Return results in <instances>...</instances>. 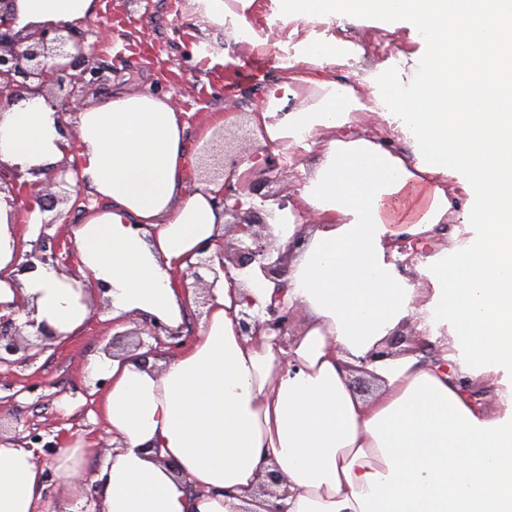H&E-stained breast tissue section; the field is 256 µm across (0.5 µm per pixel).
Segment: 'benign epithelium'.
<instances>
[{"instance_id": "1", "label": "benign epithelium", "mask_w": 512, "mask_h": 512, "mask_svg": "<svg viewBox=\"0 0 512 512\" xmlns=\"http://www.w3.org/2000/svg\"><path fill=\"white\" fill-rule=\"evenodd\" d=\"M14 0H0V93L13 95L28 88L33 81L39 82V88L56 86L60 89L69 85L76 87L83 83L85 71L81 64L87 54L83 43L77 39L70 28H58L40 31L26 37L12 29V11ZM240 160L235 155L224 154L217 163L210 182L216 183L224 179L222 191L224 200L228 201L241 195L244 188L242 179L236 177ZM17 175L6 165L0 163V193H8L13 197L12 204L18 209H28L33 201L40 202L42 208L52 210L64 198L52 193L36 189V185L17 186ZM224 214L232 217L229 226L246 236L237 239L233 256H224L226 262L220 268H215L212 259L204 256L208 246L202 245L198 253L202 257L189 267L190 277L194 283L210 289L211 284L205 279L206 274L224 278L231 284H236L231 275L233 270H243L253 263L258 267L265 279L275 283L276 287H286L284 277L287 274L283 256L271 259L272 245L269 242V223L255 208L242 209L240 204L224 205ZM42 240L51 242V254H45V245H37L24 254V261L19 266V272L24 273L37 267V264H47L49 260H58L63 249L70 247L68 241V223L60 224L59 231L54 236L42 235ZM267 319L260 320L249 312L242 310L236 318L237 331L242 335L254 336L264 330L274 332L282 337L290 332V328L298 316V309L288 308L284 304H271L266 309ZM150 337L157 343L178 349L184 339L181 329H173L161 322L149 321ZM22 335L21 326L16 324L13 316H0V365L11 364V357L21 351L18 336Z\"/></svg>"}]
</instances>
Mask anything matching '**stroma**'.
I'll return each mask as SVG.
<instances>
[{
  "label": "stroma",
  "instance_id": "obj_1",
  "mask_svg": "<svg viewBox=\"0 0 512 512\" xmlns=\"http://www.w3.org/2000/svg\"><path fill=\"white\" fill-rule=\"evenodd\" d=\"M188 0H98L93 18L79 27L93 70L85 84L68 97L64 118L78 107L116 90L150 91L169 97L188 125L189 165L200 170L204 159L220 158L223 147L246 159L259 143L251 126V110L259 104L267 83L281 75L279 66L295 56L304 42L336 39L362 45L365 53L354 66L340 65L336 78L357 85L370 97L367 77L374 70L403 65L404 55L421 50L412 40L408 21L379 15L343 16L335 27L305 22L298 27L258 29L270 54L257 58L249 44L234 41L230 28L210 25ZM239 60L234 77H227L225 58ZM231 116L225 129L203 135L215 113ZM281 173L255 174L250 196L260 212L295 197L305 174L319 161L318 153L293 151L280 155ZM93 311L83 332L67 341L38 340L19 352L14 364L0 367V435L28 444L44 472L48 498L67 497L73 512H99L95 487L84 482L69 492L57 470L64 446L82 440L87 465L101 464L109 449L105 425L95 399L103 378L90 377L89 360L102 358L117 332L106 317V301L96 283H89Z\"/></svg>",
  "mask_w": 512,
  "mask_h": 512
}]
</instances>
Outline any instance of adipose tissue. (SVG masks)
<instances>
[{
  "instance_id": "1",
  "label": "adipose tissue",
  "mask_w": 512,
  "mask_h": 512,
  "mask_svg": "<svg viewBox=\"0 0 512 512\" xmlns=\"http://www.w3.org/2000/svg\"><path fill=\"white\" fill-rule=\"evenodd\" d=\"M283 16L408 19L425 44L412 85L381 73L372 101L333 67L362 55L336 40L301 45L267 86L252 126L262 144L318 151L321 160L270 224L275 247L307 239L277 291L258 266L218 279L193 341L159 362L147 349L90 361L105 374L100 415L112 452L92 473L101 512H512V389L491 412L461 383L512 372V0H281ZM97 0H15L13 29L76 27ZM394 116L412 138L404 158L369 138L320 139L352 113ZM72 185L104 200L71 225L80 267L102 288L116 328L148 316L180 327L194 304L178 274L207 246L224 259L220 188L188 187L186 124L168 98L115 93L75 117ZM59 112L38 88L0 100V163L44 179L69 154ZM459 171V187L441 178ZM478 228L465 247L417 267L430 289L391 262L399 241L424 248L458 192ZM40 206L0 195V316H34L62 341L91 313L82 282L51 265L19 274ZM305 313L288 345L240 335L243 307L262 317L274 298ZM436 343L368 361L402 321ZM365 367L369 397L351 386ZM280 470L286 491L259 493ZM0 512H70L49 501L33 449L0 443Z\"/></svg>"
}]
</instances>
